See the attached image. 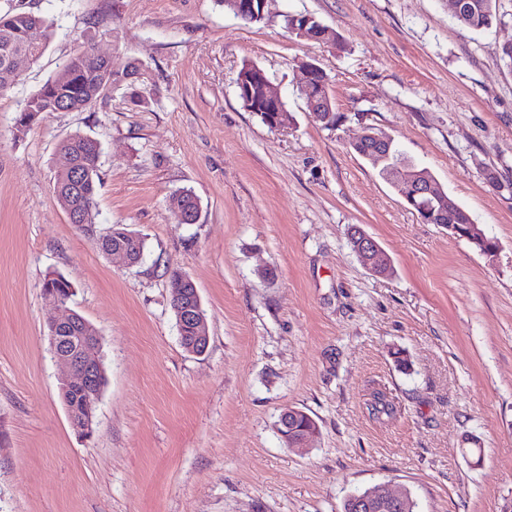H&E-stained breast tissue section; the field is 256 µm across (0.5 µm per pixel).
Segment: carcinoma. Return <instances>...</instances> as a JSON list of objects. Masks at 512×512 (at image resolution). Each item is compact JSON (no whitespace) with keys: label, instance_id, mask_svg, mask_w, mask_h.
<instances>
[{"label":"carcinoma","instance_id":"obj_1","mask_svg":"<svg viewBox=\"0 0 512 512\" xmlns=\"http://www.w3.org/2000/svg\"><path fill=\"white\" fill-rule=\"evenodd\" d=\"M493 0H457V24L470 31L489 29L497 22L493 11ZM49 23L45 17L32 11L14 8L0 14V93L6 91L15 77L14 60L18 57L38 58L43 51V43L32 39L33 32H46ZM139 66L130 62L116 69L112 62H104L96 55L95 48L87 45L71 57L57 75L26 101L20 111L17 123L27 127L44 113L79 112L90 98L104 97L106 85L124 82L137 74ZM102 148L91 143L88 135L76 132L63 139L54 152V192L61 201H71L75 210L92 222L95 208L97 183L100 181V157ZM404 160L396 148L391 146L390 157L380 162L379 174L393 180L391 167ZM448 224L459 230L458 237H466L468 225L474 223L467 210L452 205L448 216L442 217Z\"/></svg>","mask_w":512,"mask_h":512}]
</instances>
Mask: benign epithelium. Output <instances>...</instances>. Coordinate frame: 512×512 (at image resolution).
<instances>
[{
    "mask_svg": "<svg viewBox=\"0 0 512 512\" xmlns=\"http://www.w3.org/2000/svg\"><path fill=\"white\" fill-rule=\"evenodd\" d=\"M267 0H231L236 17L249 22L264 15ZM316 67L307 70L302 93L307 99L309 108L317 109L313 113L315 119L328 121L333 109L320 107L313 92L312 78ZM238 96L244 100L253 98L255 91L263 93V98L269 104V111L275 113L268 127L283 129L289 124V114L283 107L282 98L273 90L267 73L259 68L248 70L236 82ZM407 173L400 182V195L409 204L427 214L438 215L448 208V198L444 195L435 179L427 174L415 171L412 165L406 163ZM119 241L115 245L112 240ZM99 250L108 256H118L128 267L140 263L142 256L139 246L141 234L129 230L122 224H116L95 238ZM353 252L359 261L373 274L387 275L391 271L389 256L382 246L371 236L362 232L355 235ZM57 275L47 277L43 283V295L56 309L64 312V317L50 324V343L54 358L67 367L70 377L60 386V394L64 402L71 425L81 434L91 432L94 403L99 399L103 386L104 369L100 359V338L97 331L90 335H81L79 331L88 325L85 318L72 310L61 298L56 282ZM171 306L178 314V322L182 326L194 329V342L186 347V351L196 355L204 354L210 343L208 325L203 311L199 291L188 292L184 289L174 293ZM297 409L283 410L279 422L281 438L288 447H300L307 443L317 432L316 423L304 428L303 433H288V421L296 416ZM410 495L404 492H394L385 485L373 487L361 494H352L346 498L345 508L349 512H400L408 508Z\"/></svg>",
    "mask_w": 512,
    "mask_h": 512,
    "instance_id": "7a95c632",
    "label": "benign epithelium"
}]
</instances>
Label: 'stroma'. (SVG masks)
<instances>
[{
	"label": "stroma",
	"mask_w": 512,
	"mask_h": 512,
	"mask_svg": "<svg viewBox=\"0 0 512 512\" xmlns=\"http://www.w3.org/2000/svg\"><path fill=\"white\" fill-rule=\"evenodd\" d=\"M15 5L52 35L0 93V512H341L378 484L419 512H512V0L475 33L449 0H267L250 24L219 0H0ZM299 13L337 43L292 35L284 19ZM89 43L139 75L18 130L27 98ZM306 62L328 79L336 128L310 114ZM246 63L266 71L288 128L243 108ZM367 126L495 252L424 223L353 151ZM76 132L103 148L96 224L145 240L135 267L99 252L54 193L55 146ZM183 190L198 223L171 206ZM354 225L391 275L358 260ZM176 271L199 289L202 355L179 342ZM52 273L101 339L107 384L87 436L59 396ZM376 391L394 417L372 414ZM288 407L318 423L307 447L277 431Z\"/></svg>",
	"instance_id": "1"
}]
</instances>
